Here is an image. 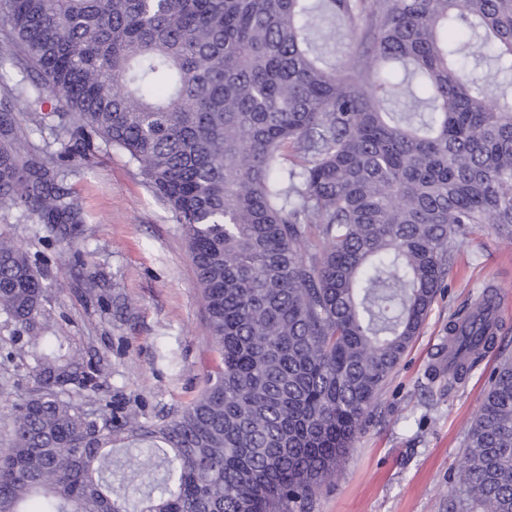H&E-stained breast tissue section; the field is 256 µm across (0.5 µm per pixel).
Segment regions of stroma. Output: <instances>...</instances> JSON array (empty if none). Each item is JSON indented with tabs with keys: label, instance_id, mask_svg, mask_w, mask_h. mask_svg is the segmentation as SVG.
Instances as JSON below:
<instances>
[{
	"label": "stroma",
	"instance_id": "stroma-1",
	"mask_svg": "<svg viewBox=\"0 0 512 512\" xmlns=\"http://www.w3.org/2000/svg\"><path fill=\"white\" fill-rule=\"evenodd\" d=\"M64 185L83 223L33 232L17 210L0 208V234L43 261L50 291L46 333L102 369V401L141 419L173 415L205 387L215 354L186 236L126 156L100 149L92 168L68 170ZM73 241L78 263L63 248ZM512 295V247L489 226L458 242L457 258L414 343L389 376L333 484L308 512H461L465 434L488 378L512 356V327L463 380L448 373V325L489 282ZM35 352L0 318V448L11 406L35 385Z\"/></svg>",
	"mask_w": 512,
	"mask_h": 512
}]
</instances>
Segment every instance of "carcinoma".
<instances>
[{
  "label": "carcinoma",
  "mask_w": 512,
  "mask_h": 512,
  "mask_svg": "<svg viewBox=\"0 0 512 512\" xmlns=\"http://www.w3.org/2000/svg\"><path fill=\"white\" fill-rule=\"evenodd\" d=\"M0 32V207L83 222L20 156L17 113L65 107L57 157L123 151L184 226L218 355L170 418L96 405L99 364L34 334L48 289L1 240L0 315L31 334L37 386L0 512H306L459 238L512 241V0H0ZM451 330L460 380L496 337L471 310ZM466 448L468 512H512V358Z\"/></svg>",
  "instance_id": "carcinoma-1"
}]
</instances>
